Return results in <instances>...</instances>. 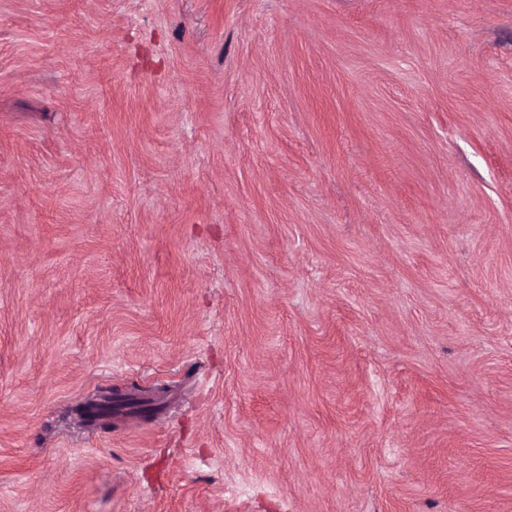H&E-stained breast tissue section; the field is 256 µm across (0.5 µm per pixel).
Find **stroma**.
Segmentation results:
<instances>
[{"label": "stroma", "mask_w": 512, "mask_h": 512, "mask_svg": "<svg viewBox=\"0 0 512 512\" xmlns=\"http://www.w3.org/2000/svg\"><path fill=\"white\" fill-rule=\"evenodd\" d=\"M0 512H512V0H0Z\"/></svg>", "instance_id": "35a3bbf8"}]
</instances>
